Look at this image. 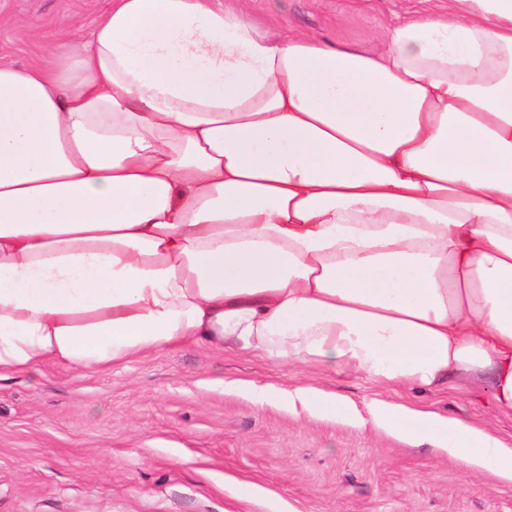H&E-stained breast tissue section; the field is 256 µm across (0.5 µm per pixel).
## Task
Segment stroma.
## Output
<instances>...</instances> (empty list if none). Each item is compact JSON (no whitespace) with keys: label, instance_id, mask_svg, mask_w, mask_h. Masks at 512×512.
Segmentation results:
<instances>
[{"label":"stroma","instance_id":"1","mask_svg":"<svg viewBox=\"0 0 512 512\" xmlns=\"http://www.w3.org/2000/svg\"><path fill=\"white\" fill-rule=\"evenodd\" d=\"M112 0H0V64L20 66L60 30L88 37ZM254 19L372 52L392 25L448 0H249ZM303 381L355 403L379 398L463 415L512 440V417L483 389L385 388L315 364L201 344L139 355L103 372L48 364L0 375V512H512V482L469 471L340 418L257 404L243 382ZM263 495L239 501L234 484Z\"/></svg>","mask_w":512,"mask_h":512}]
</instances>
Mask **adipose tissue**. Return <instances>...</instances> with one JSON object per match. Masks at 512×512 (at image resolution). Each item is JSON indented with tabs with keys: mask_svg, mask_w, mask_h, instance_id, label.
<instances>
[{
	"mask_svg": "<svg viewBox=\"0 0 512 512\" xmlns=\"http://www.w3.org/2000/svg\"><path fill=\"white\" fill-rule=\"evenodd\" d=\"M453 2L366 55L246 0H113L0 65V372L202 342L512 416V0ZM288 404L512 482L464 417Z\"/></svg>",
	"mask_w": 512,
	"mask_h": 512,
	"instance_id": "ef3b65f1",
	"label": "adipose tissue"
}]
</instances>
